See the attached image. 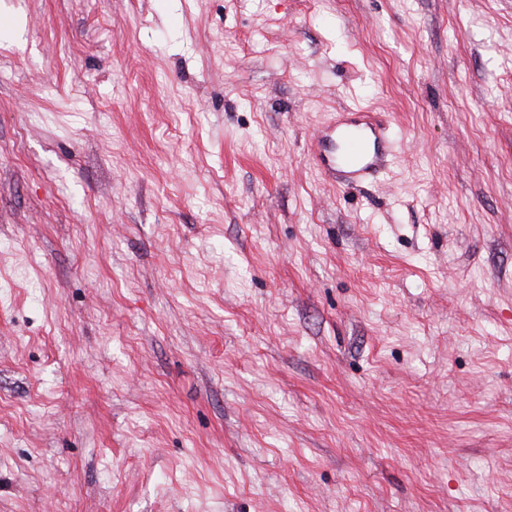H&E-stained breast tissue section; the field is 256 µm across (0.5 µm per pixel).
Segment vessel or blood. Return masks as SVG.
<instances>
[{
  "instance_id": "vessel-or-blood-1",
  "label": "vessel or blood",
  "mask_w": 512,
  "mask_h": 512,
  "mask_svg": "<svg viewBox=\"0 0 512 512\" xmlns=\"http://www.w3.org/2000/svg\"><path fill=\"white\" fill-rule=\"evenodd\" d=\"M388 129L372 113L344 111L312 137L309 155L332 181L357 185L388 165L396 147Z\"/></svg>"
}]
</instances>
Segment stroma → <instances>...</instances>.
Returning a JSON list of instances; mask_svg holds the SVG:
<instances>
[{"mask_svg": "<svg viewBox=\"0 0 512 512\" xmlns=\"http://www.w3.org/2000/svg\"><path fill=\"white\" fill-rule=\"evenodd\" d=\"M1 16L0 512H512V0ZM311 139L310 158L333 182L357 185L383 170L395 152L389 126L372 112L344 111Z\"/></svg>", "mask_w": 512, "mask_h": 512, "instance_id": "obj_1", "label": "stroma"}]
</instances>
